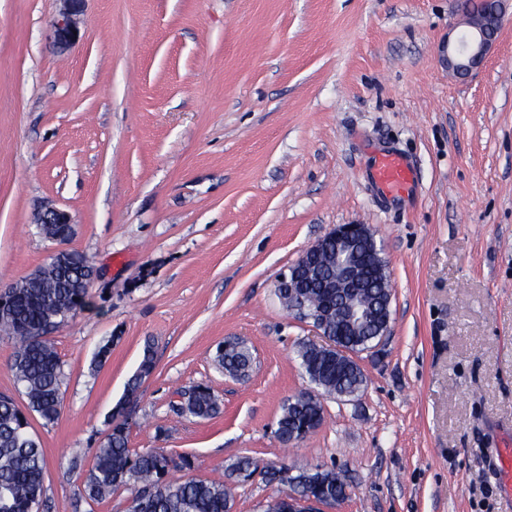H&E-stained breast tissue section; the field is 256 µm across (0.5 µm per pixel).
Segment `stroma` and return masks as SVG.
Segmentation results:
<instances>
[{
    "mask_svg": "<svg viewBox=\"0 0 512 512\" xmlns=\"http://www.w3.org/2000/svg\"><path fill=\"white\" fill-rule=\"evenodd\" d=\"M61 9L0 0V285L61 248L99 270L52 331L60 416L32 421L49 512H71L148 344L133 450L213 482L240 456L333 467L349 492L326 512H512L490 462L512 442V23L461 76L443 60L456 0H84L64 49ZM386 150L414 165L408 200L371 180ZM45 203L71 217L66 241L40 234ZM351 223L382 246L391 333L359 356L364 390L323 398L320 428L286 447L312 329L276 280ZM228 337L252 353L245 377L213 361ZM199 384L219 414H176Z\"/></svg>",
    "mask_w": 512,
    "mask_h": 512,
    "instance_id": "1",
    "label": "stroma"
}]
</instances>
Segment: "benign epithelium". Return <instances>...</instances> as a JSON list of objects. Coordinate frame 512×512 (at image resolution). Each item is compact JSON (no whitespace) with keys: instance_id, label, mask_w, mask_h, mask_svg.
<instances>
[{"instance_id":"obj_1","label":"benign epithelium","mask_w":512,"mask_h":512,"mask_svg":"<svg viewBox=\"0 0 512 512\" xmlns=\"http://www.w3.org/2000/svg\"><path fill=\"white\" fill-rule=\"evenodd\" d=\"M511 1L485 0L483 8L465 11L470 31L455 42L448 43L449 70L458 75H468L481 66L504 24L512 22V12L509 11ZM64 3V9L54 23L56 39L62 48L68 47L76 40L74 32L79 30L77 16L81 12L83 0H64ZM69 223V214L54 207L43 208L37 218L39 225ZM329 244L334 247L339 262L336 270L322 279L323 288L326 289L325 298L315 308L302 304L293 305L291 309L302 318V321L310 324L322 338V346L338 352L358 368L359 353L336 345V337L364 322L369 316V311L360 304L348 301L336 304L333 293L341 294L345 290L353 292L365 287L356 261L359 250L363 248L373 257L379 272H385L387 265L381 256L382 249L372 227L367 224L336 225L305 249L297 261L288 267V272L280 275L277 287L288 291V298H296L297 284L304 277L313 275L314 266L310 260L325 251ZM283 501L285 512H323V507L333 505V502L320 496L318 486L315 484L303 493H291L283 497Z\"/></svg>"}]
</instances>
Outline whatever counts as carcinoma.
<instances>
[{"mask_svg": "<svg viewBox=\"0 0 512 512\" xmlns=\"http://www.w3.org/2000/svg\"><path fill=\"white\" fill-rule=\"evenodd\" d=\"M91 263L81 252L72 251L70 264L52 262L22 279L13 296L0 307V334L15 340L12 370L24 406L11 398H0V512H34L35 505L46 503L44 478L47 456L35 433L31 418L44 424L55 422L62 405V365L51 331L63 318L88 305L87 282ZM300 365L318 389L349 394L364 385L363 372L352 373L322 347L303 343L297 350ZM213 361L222 371L244 376L252 356L241 341L217 344ZM155 369V357L147 345L136 371L127 380L124 396L117 408L137 399L144 377ZM182 414L206 419L220 411V402L211 387L197 385L180 404ZM324 419L319 401L286 402L281 408L275 434L283 444L306 439ZM130 424L111 415L104 443L95 450L94 462L82 481V489L71 503L79 512L84 503H100L125 488L138 498V512H228L233 487L222 482L196 478L173 479L175 469H189L187 458L175 460L156 449L137 452L128 447ZM255 461L242 456L231 465V474L243 482L253 472ZM288 465L269 464L262 480L269 485L286 486L297 492L306 482L321 480L322 493L334 497L343 493L345 477L334 468H298L284 476Z\"/></svg>", "mask_w": 512, "mask_h": 512, "instance_id": "obj_1", "label": "carcinoma"}]
</instances>
